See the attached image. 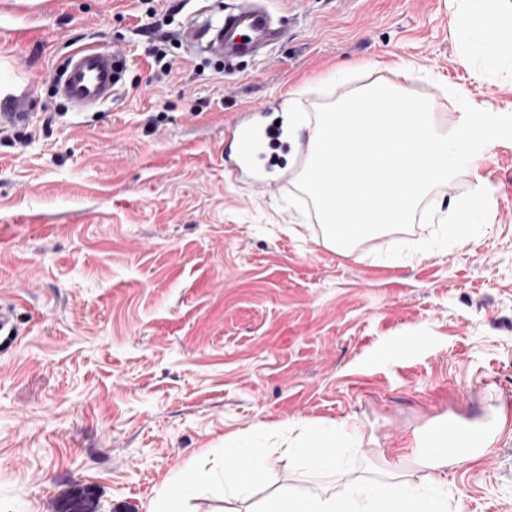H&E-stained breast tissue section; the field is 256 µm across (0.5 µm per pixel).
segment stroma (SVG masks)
I'll list each match as a JSON object with an SVG mask.
<instances>
[{
	"label": "stroma",
	"mask_w": 512,
	"mask_h": 512,
	"mask_svg": "<svg viewBox=\"0 0 512 512\" xmlns=\"http://www.w3.org/2000/svg\"><path fill=\"white\" fill-rule=\"evenodd\" d=\"M237 2L0 0V85L32 92L0 131V298L18 327L0 350V512H155L188 467L185 512H224L225 449L260 425L276 441L287 418L346 424L360 445L336 473L297 459L260 475L237 512L394 462L445 488L448 512H512V141L431 192L430 222L346 253L295 184L259 190L224 169L232 123L291 94L312 114L385 82L433 101L447 128L462 117L452 90L512 114V60L474 80L490 35L458 34L450 0H267L287 38L230 70L156 39V16L177 33ZM87 44L127 66L111 101L74 112L52 78ZM477 185L487 208L469 238H444ZM501 413L489 454L420 466L441 422Z\"/></svg>",
	"instance_id": "35a3bbf8"
}]
</instances>
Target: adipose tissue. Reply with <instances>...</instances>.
Wrapping results in <instances>:
<instances>
[{
    "label": "adipose tissue",
    "mask_w": 512,
    "mask_h": 512,
    "mask_svg": "<svg viewBox=\"0 0 512 512\" xmlns=\"http://www.w3.org/2000/svg\"><path fill=\"white\" fill-rule=\"evenodd\" d=\"M455 21L461 31L481 27L512 41V0H459ZM297 443L266 448H233L225 451L220 476L224 493L236 498L245 493L257 470L275 469L284 459L302 457L314 468L338 471L341 449L355 447L357 433L343 427L305 422ZM462 449L448 446L442 430H435L420 455L427 470L442 472L449 463L471 462L493 447L494 432L484 428L463 431ZM448 500L438 494L418 493L409 481L392 476L344 484L334 494L296 493L288 490L269 497L261 512H447Z\"/></svg>",
    "instance_id": "ef3b65f1"
}]
</instances>
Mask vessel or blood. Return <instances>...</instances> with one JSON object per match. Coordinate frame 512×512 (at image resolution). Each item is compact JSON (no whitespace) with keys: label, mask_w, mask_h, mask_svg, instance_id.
<instances>
[{"label":"vessel or blood","mask_w":512,"mask_h":512,"mask_svg":"<svg viewBox=\"0 0 512 512\" xmlns=\"http://www.w3.org/2000/svg\"><path fill=\"white\" fill-rule=\"evenodd\" d=\"M285 36V29L277 25L272 11L259 5L258 0H243L237 12L225 15L217 24L191 22L182 31L187 45L202 47L210 55L227 61L268 54ZM123 62L122 54L111 48H76L68 55L55 83L56 94L76 111L97 106L114 95ZM232 138L238 151L233 168L236 177L247 178L258 189L287 184V176L271 181L256 167L254 159L261 145L249 132L233 130ZM14 310L13 300L0 299V348L13 342Z\"/></svg>","instance_id":"b4317fda"}]
</instances>
